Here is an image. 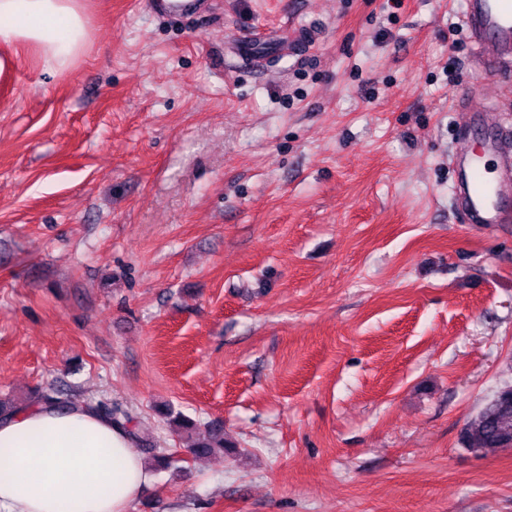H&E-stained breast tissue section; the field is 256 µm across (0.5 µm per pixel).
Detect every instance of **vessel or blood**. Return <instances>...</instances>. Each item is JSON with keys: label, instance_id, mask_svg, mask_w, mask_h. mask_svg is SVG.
Masks as SVG:
<instances>
[{"label": "vessel or blood", "instance_id": "obj_1", "mask_svg": "<svg viewBox=\"0 0 512 512\" xmlns=\"http://www.w3.org/2000/svg\"><path fill=\"white\" fill-rule=\"evenodd\" d=\"M198 0H141L157 15L177 17L197 9ZM485 75L512 72V0H467L460 18ZM459 171L454 205L467 224L512 222V129L485 136L478 151L460 148L451 159Z\"/></svg>", "mask_w": 512, "mask_h": 512}]
</instances>
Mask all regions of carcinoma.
Returning a JSON list of instances; mask_svg holds the SVG:
<instances>
[{"instance_id":"carcinoma-1","label":"carcinoma","mask_w":512,"mask_h":512,"mask_svg":"<svg viewBox=\"0 0 512 512\" xmlns=\"http://www.w3.org/2000/svg\"><path fill=\"white\" fill-rule=\"evenodd\" d=\"M173 424L188 433L187 448L190 453L201 458L214 451L233 448L235 444L224 443V435L212 433L209 438L192 439L189 435L195 423L166 411ZM462 442L465 448L483 453L492 448H512V385L501 388L494 398L481 409L464 427Z\"/></svg>"}]
</instances>
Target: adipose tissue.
Returning <instances> with one entry per match:
<instances>
[{
    "mask_svg": "<svg viewBox=\"0 0 512 512\" xmlns=\"http://www.w3.org/2000/svg\"><path fill=\"white\" fill-rule=\"evenodd\" d=\"M0 46L32 50L43 72L88 46L81 0H0ZM129 429L93 405L0 416V512H129L152 474Z\"/></svg>",
    "mask_w": 512,
    "mask_h": 512,
    "instance_id": "obj_1",
    "label": "adipose tissue"
}]
</instances>
